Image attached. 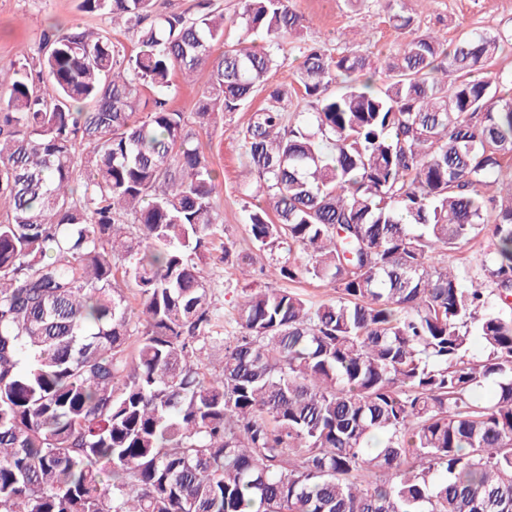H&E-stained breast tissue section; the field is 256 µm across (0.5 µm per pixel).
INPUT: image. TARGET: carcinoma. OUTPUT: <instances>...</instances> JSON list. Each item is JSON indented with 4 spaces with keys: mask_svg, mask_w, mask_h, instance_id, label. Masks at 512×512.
Listing matches in <instances>:
<instances>
[{
    "mask_svg": "<svg viewBox=\"0 0 512 512\" xmlns=\"http://www.w3.org/2000/svg\"><path fill=\"white\" fill-rule=\"evenodd\" d=\"M82 5L136 55L77 26L38 79L0 72V512H512V99L478 77L503 37L450 47L390 0L402 38L379 90L369 55L304 48L296 86L239 133L248 232L263 276L336 299L242 289L208 373L196 258L224 225L169 77L211 64L208 127L266 89L302 16L243 0L226 43L211 0ZM483 231L482 274L448 270L440 253Z\"/></svg>",
    "mask_w": 512,
    "mask_h": 512,
    "instance_id": "1",
    "label": "carcinoma"
}]
</instances>
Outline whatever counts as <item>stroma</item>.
Returning a JSON list of instances; mask_svg holds the SVG:
<instances>
[{"label":"stroma","mask_w":512,"mask_h":512,"mask_svg":"<svg viewBox=\"0 0 512 512\" xmlns=\"http://www.w3.org/2000/svg\"><path fill=\"white\" fill-rule=\"evenodd\" d=\"M80 3L81 0H0V69L19 64L21 52L37 56L54 22L109 32L113 40L123 44L127 53L137 52L134 33L113 29L108 15L84 12ZM405 4L421 31L444 33L451 42L464 33L485 30L512 37V0H405ZM292 5L302 15L303 26L281 49L287 63L270 74L268 84L273 88L293 84L301 61L299 48L303 44H320L332 55L349 48L381 57L400 40L388 21L387 9L379 0H360L353 6L346 0H292ZM210 74V68L205 67L188 80L181 72H173L168 93L171 109L187 114L195 112L198 98L209 85ZM264 101V95H257L252 107L225 115L215 127L199 135L201 150L220 174L216 202L225 232L238 251L252 256L257 265L263 263L264 258L253 247L247 231L252 199L240 181L246 159L237 132L246 126L253 106ZM206 268L211 274L216 325L220 329L201 354L205 371L211 372L224 360L222 330L234 320L243 285L250 283L263 288L269 286L270 281L257 275L241 280L235 266L224 264L217 249L207 253Z\"/></svg>","instance_id":"stroma-1"}]
</instances>
